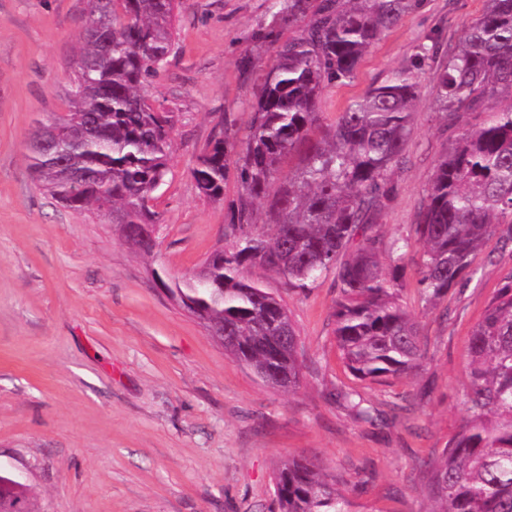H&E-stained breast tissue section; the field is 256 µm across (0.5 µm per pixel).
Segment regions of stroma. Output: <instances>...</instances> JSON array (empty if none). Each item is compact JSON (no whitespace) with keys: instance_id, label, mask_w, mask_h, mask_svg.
<instances>
[{"instance_id":"35a3bbf8","label":"stroma","mask_w":512,"mask_h":512,"mask_svg":"<svg viewBox=\"0 0 512 512\" xmlns=\"http://www.w3.org/2000/svg\"><path fill=\"white\" fill-rule=\"evenodd\" d=\"M484 6L420 0L351 82L323 93L330 124L420 46L438 47L421 73L410 163L380 219L385 237L411 233L444 147L482 119L473 113L447 128L435 84ZM86 8V0H0V473L25 485L32 512H280L277 468L305 457L345 481L352 512H427L421 463L464 417L470 332L512 273V252L488 241L474 281L428 304L414 246L401 299L423 358L414 374L382 383L354 378L341 360L334 273L301 290L252 269L282 299L299 338L300 388L264 384L168 288L219 248L224 203L238 193L231 179L223 199L200 194L197 160L219 133L244 134L269 60L266 35L293 29L266 0H183L175 50L148 89L173 117V153L153 194L160 221L146 256L107 218L47 193L26 158L37 122L68 109ZM340 390L364 398L373 421L358 419Z\"/></svg>"}]
</instances>
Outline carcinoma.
<instances>
[{"instance_id":"carcinoma-1","label":"carcinoma","mask_w":512,"mask_h":512,"mask_svg":"<svg viewBox=\"0 0 512 512\" xmlns=\"http://www.w3.org/2000/svg\"><path fill=\"white\" fill-rule=\"evenodd\" d=\"M419 0H269L268 9L301 22L275 41L261 74L246 134L218 137L194 169L197 188L228 204L225 236L192 278L175 285L184 306L224 333V348L264 384L300 386L298 336L282 300L251 278L254 268L311 287L333 272L340 288L336 340L349 372L378 383L413 372L422 357L418 329L402 304L405 260L423 246L418 287L433 303L475 277L473 262L496 238L512 250V0H486L438 73L436 102L448 127L462 114L485 120L454 139L438 160L413 233L378 231L404 168L420 88L422 47L322 125L324 89L353 78L371 48ZM179 0H87L86 20L112 28L105 44L84 29L68 111L50 126L67 134L47 151L31 132L28 158L41 185L77 212L114 224H156L148 205L165 181L172 117L145 95L175 44ZM296 159L293 173L284 164ZM89 173L72 191L73 173ZM389 265L383 266L380 255ZM466 416L441 453L423 461L428 512H512V273L496 289L467 345ZM282 512H350L339 482L308 460L276 474ZM28 505L0 475V512Z\"/></svg>"}]
</instances>
